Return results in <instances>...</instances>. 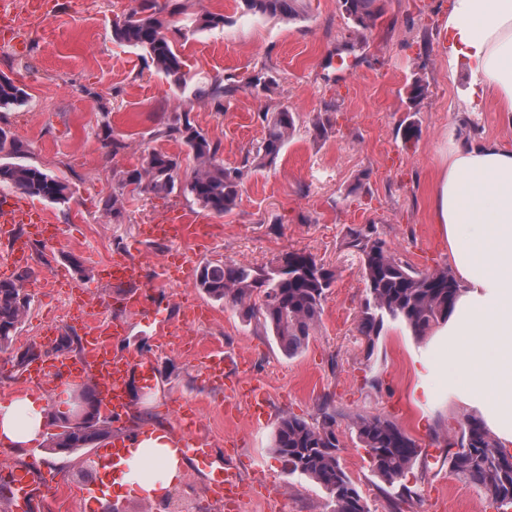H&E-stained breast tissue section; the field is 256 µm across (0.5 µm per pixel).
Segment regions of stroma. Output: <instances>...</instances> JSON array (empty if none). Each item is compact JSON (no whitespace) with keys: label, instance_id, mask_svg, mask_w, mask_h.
Wrapping results in <instances>:
<instances>
[{"label":"stroma","instance_id":"1","mask_svg":"<svg viewBox=\"0 0 512 512\" xmlns=\"http://www.w3.org/2000/svg\"><path fill=\"white\" fill-rule=\"evenodd\" d=\"M185 15L202 10L222 14L223 26L190 34L176 47L193 75L180 90L158 73L140 51L115 42L112 20L132 0H57L48 22L34 25L27 55L0 45V74L22 84L23 105L0 109V128L23 143L26 160L65 179L72 199L63 206L38 205L58 224L56 241L34 245L29 256L30 310L12 346L41 343L43 330L56 324L62 297L48 285L51 275H73L69 256L89 268L82 282L102 297L106 312H120L115 288L103 286L96 261L125 254L138 260L160 313L177 320L187 305L205 316L193 328L213 352H237L246 362L233 386L204 380L193 353L170 349L166 342L127 317L123 343L153 357L164 386L144 392L131 386L132 410L122 427H179L170 402L190 405L202 421L201 432L220 449H230L228 464L252 494L240 512H331L326 492L298 474H288L272 448L282 417L315 419L323 400L344 417L380 415L394 421L434 461L429 472L413 469L408 484L415 495L403 512H495L484 492L459 481L448 469L444 448L467 412L448 398V384H432L422 397L416 358L428 342L398 322L386 323L374 355H367L357 316L365 297L362 265L347 249L351 228L374 225L381 239L414 268L449 265L448 245L433 222L432 189L450 143L495 142L512 149V114L498 111L493 97L474 84L465 58L449 53L448 11L453 0H379L382 15L353 53H345L350 24L341 0H303L293 20L245 13L241 0H178ZM266 71L269 90L241 88L216 110L211 99L196 95L215 75L243 79ZM422 78L427 93L418 105L408 87ZM294 112L296 130L272 166L249 171L232 212L215 214L187 199L143 194L127 200L121 222L103 210L123 171L141 166L149 152L164 150L180 161V183L195 162L179 143L155 136L157 116L178 110L220 145L225 166H241L264 136L262 115ZM330 116L326 132L316 133L318 117ZM415 122L419 135L403 141L402 129ZM124 147L110 154L104 127ZM181 212L187 223L204 224L208 234L196 242L200 263L236 261L258 268L274 266L282 254L304 251L335 269L321 319L308 345L288 356L261 322L246 321L229 305L215 301L194 283H167L159 265L170 243L140 234L144 224ZM258 386L268 415L256 422L242 390ZM343 464L359 486L370 512H390L391 490L371 471L364 449L342 433ZM93 455L85 449L56 456L41 448L0 445V468L23 467L52 487L38 512H88L74 491L86 483ZM207 474L185 467L184 478L169 494L178 512H198V495L207 490ZM127 512H165L166 507L139 497H123Z\"/></svg>","mask_w":512,"mask_h":512}]
</instances>
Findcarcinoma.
Wrapping results in <instances>:
<instances>
[{
	"label": "carcinoma",
	"mask_w": 512,
	"mask_h": 512,
	"mask_svg": "<svg viewBox=\"0 0 512 512\" xmlns=\"http://www.w3.org/2000/svg\"><path fill=\"white\" fill-rule=\"evenodd\" d=\"M254 16L295 19L299 0H242ZM348 4L347 18L357 36L371 29L380 17L377 0H343ZM135 6L113 20V40L143 51L158 72L174 85L188 86L189 72L169 37L175 26L171 17L180 13L177 4H160V0H134ZM224 25V16L203 12L187 20L182 27L193 34ZM241 85L232 77L217 75L207 88L197 92L209 96L217 110H224V97ZM24 87L6 75H0V109L25 102ZM265 133L260 145L246 155L240 167L228 168L219 160L220 145L212 142L193 126L188 114L174 113L163 120L158 135L184 145L198 167L182 187L183 193L217 215L231 211L241 194L245 173L273 164L296 129L292 112H273L263 116ZM0 153L21 157L23 144L0 129ZM179 158L154 150L141 167L123 172L104 201L103 210L120 221L126 198L150 192L168 195L176 187ZM0 187H10L28 196L51 203L67 204V183L34 164L0 161ZM347 247L352 249L363 267L366 297L361 305L358 331L373 353L387 320L404 324L414 336L426 337L441 320L447 318L456 293L457 282L446 267L418 271L398 257L374 227L350 229ZM21 276L0 280V343H10L27 315L31 296ZM336 281V271L319 263L304 251L285 253L269 269L228 262L207 263L197 270L195 286L211 299L225 302L247 319H258L270 329L280 348L289 356L299 353L309 342L318 325L326 293ZM82 409L72 412L52 411V424L60 432L50 435L44 449L55 455H70L93 448L112 435V421L100 419L92 388L78 390ZM468 427L448 439L445 458L457 478L483 490L497 508H512V453L505 452L484 421L470 415ZM339 413L324 400L319 418L313 422L288 415L282 418L273 436V448L288 471L319 484L328 495L332 512H370L359 487L347 474L342 463V446L338 434ZM350 434L369 457L373 474L389 488L391 508L402 512L411 497L407 477L421 451L395 422L378 415H357L351 419Z\"/></svg>",
	"instance_id": "obj_1"
}]
</instances>
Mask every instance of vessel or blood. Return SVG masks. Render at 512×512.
Here are the masks:
<instances>
[{
  "instance_id": "vessel-or-blood-1",
  "label": "vessel or blood",
  "mask_w": 512,
  "mask_h": 512,
  "mask_svg": "<svg viewBox=\"0 0 512 512\" xmlns=\"http://www.w3.org/2000/svg\"><path fill=\"white\" fill-rule=\"evenodd\" d=\"M0 42L8 44L15 52H27L30 44L28 31L16 22L7 9L5 0H0ZM57 231L55 224L29 200L13 196L0 200V237L12 244L10 258L14 264L24 265L31 241L51 240ZM144 233L156 241H166L174 236L197 238L201 227L184 223L180 215L162 224L145 226ZM101 277L124 291L126 309L139 316L152 335L167 338L174 336L175 327L169 320L157 316L150 299L151 292L143 280V269L139 262L128 256L114 257L102 265ZM86 350L82 357L74 359L64 355L50 354L30 364L26 377L41 393H49L52 382H71L92 385L98 398L107 408L113 420L126 417L131 409L130 385H138L143 391L155 390L160 385L154 360L138 351L119 347V338L126 336L125 321L105 312H97L89 323L80 324ZM238 358L228 355L214 356L204 362L202 369L216 384L228 383ZM182 452L190 454L210 475V490L213 497L234 498L242 501L246 489L238 474L230 468L224 456L218 455L206 438L197 436L179 439ZM130 455V439L124 434H112L110 440L97 450L101 473H112L116 465ZM4 478L12 491V512H35L36 501L45 486L26 470L9 469Z\"/></svg>"
}]
</instances>
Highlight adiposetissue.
<instances>
[{"mask_svg": "<svg viewBox=\"0 0 512 512\" xmlns=\"http://www.w3.org/2000/svg\"><path fill=\"white\" fill-rule=\"evenodd\" d=\"M455 54L471 63L474 81L499 110L512 113V0H455L447 21ZM433 215L448 241L460 291L421 359L424 376L448 374V395L482 416L503 447H512V150L497 143L451 148L433 189ZM40 400L17 396L0 404V443L23 448L41 441ZM161 466L142 474L140 461ZM183 477L167 433L133 440L116 492L164 499Z\"/></svg>", "mask_w": 512, "mask_h": 512, "instance_id": "1", "label": "adipose tissue"}]
</instances>
